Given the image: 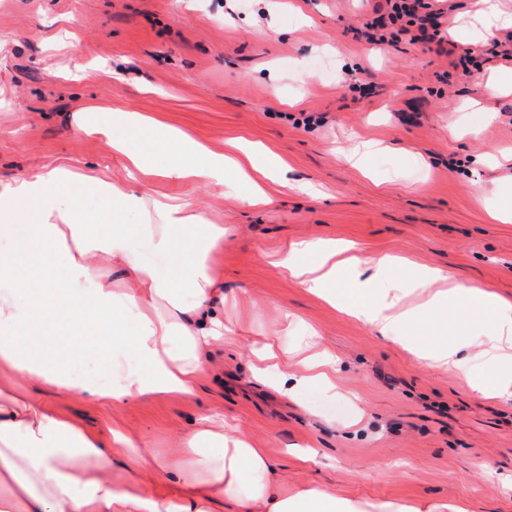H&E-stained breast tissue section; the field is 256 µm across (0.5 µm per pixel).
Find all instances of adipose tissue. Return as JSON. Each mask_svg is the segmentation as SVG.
I'll use <instances>...</instances> for the list:
<instances>
[{
	"label": "adipose tissue",
	"instance_id": "adipose-tissue-1",
	"mask_svg": "<svg viewBox=\"0 0 512 512\" xmlns=\"http://www.w3.org/2000/svg\"><path fill=\"white\" fill-rule=\"evenodd\" d=\"M79 128L126 154L125 179L105 172L79 177L59 165L0 188V372L11 375L0 382V512H214L221 499L234 503L235 512H420L320 487L272 485L265 449L222 433L212 414L183 432L181 457L164 461L120 427L94 430L47 405L46 388L78 392L107 412L116 403L169 394L195 398L205 354L228 332L215 308L224 286L215 257L224 227L185 199L149 194L143 184L155 176L244 182L242 203L258 206L269 200L266 182L279 179L277 159L251 144L230 156L178 128L105 104L88 105ZM145 130L156 134L159 154L127 153V134ZM88 193L102 200L97 211L85 208ZM129 214L141 223H125ZM21 220L29 223L27 236L10 241ZM143 240L169 259L170 277H159L146 260ZM340 252L335 243L306 239L271 263L405 347L420 368L452 373L478 396L512 401V304L492 289L452 282L450 273L416 268L410 288L425 300L405 307L379 287L396 272L394 258L373 261L367 275L362 259L343 260ZM461 304L492 328L494 381L464 356L469 343L462 337L429 345L404 333L425 313L450 320ZM88 360L105 371V383L75 376ZM249 365L255 379L276 377L287 394L313 384L336 389V358L326 350L295 357L266 336L253 341Z\"/></svg>",
	"mask_w": 512,
	"mask_h": 512
}]
</instances>
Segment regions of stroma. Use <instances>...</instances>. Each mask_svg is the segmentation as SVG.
I'll return each mask as SVG.
<instances>
[{
  "label": "stroma",
  "instance_id": "obj_1",
  "mask_svg": "<svg viewBox=\"0 0 512 512\" xmlns=\"http://www.w3.org/2000/svg\"><path fill=\"white\" fill-rule=\"evenodd\" d=\"M385 0H0V181L69 164L125 175L104 137L76 116L90 103L163 120L214 150L251 142L279 158L284 183L259 207L244 186L157 179L224 225V321L234 343L213 350L195 400L166 397L112 411L137 445L179 455L204 412L265 449L282 481L341 497L466 512H512V402L478 397L447 373L422 370L398 344L282 275L269 258L291 242H351L357 255L447 269L512 303V92L485 81L512 69L496 58L463 74L454 63L484 40L477 0H447L448 52L368 44L365 19ZM312 112L319 123L295 120ZM456 135H449V126ZM381 144L364 168L346 159ZM461 160V171L448 168ZM309 181L317 194L291 189ZM336 356V392L288 398L255 382L251 342L294 350L306 329ZM313 450L304 463L295 448ZM492 470L479 469V460Z\"/></svg>",
  "mask_w": 512,
  "mask_h": 512
}]
</instances>
